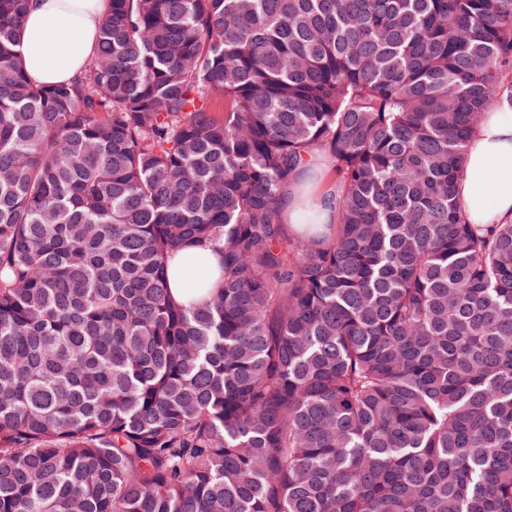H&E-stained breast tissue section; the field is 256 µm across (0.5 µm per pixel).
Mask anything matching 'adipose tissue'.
Segmentation results:
<instances>
[{"mask_svg": "<svg viewBox=\"0 0 512 512\" xmlns=\"http://www.w3.org/2000/svg\"><path fill=\"white\" fill-rule=\"evenodd\" d=\"M109 0H31L19 53L28 76L54 84L79 75L90 63L98 27ZM461 212L473 224L512 221V113L488 110L470 141L463 178L456 186ZM218 259L206 246L175 252L168 263L171 291L184 300L183 283L198 273L207 287H216Z\"/></svg>", "mask_w": 512, "mask_h": 512, "instance_id": "obj_1", "label": "adipose tissue"}]
</instances>
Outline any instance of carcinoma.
<instances>
[{
  "label": "carcinoma",
  "instance_id": "cac0c4a2",
  "mask_svg": "<svg viewBox=\"0 0 512 512\" xmlns=\"http://www.w3.org/2000/svg\"><path fill=\"white\" fill-rule=\"evenodd\" d=\"M111 2L43 86L0 0V512H512V222L455 200L512 0ZM285 210L288 211V222L290 224H323L322 222L327 219V213L325 212H316L315 214L305 212L295 195L288 199V205ZM308 216L312 217V220L309 222L306 220ZM218 270L217 256L209 247L195 245L175 252L168 263L169 283L174 297L183 303L187 302L186 298L204 302L208 298V292L186 294L183 291V282H186L188 274L198 272V281L206 279V288H215L220 280Z\"/></svg>",
  "mask_w": 512,
  "mask_h": 512
}]
</instances>
